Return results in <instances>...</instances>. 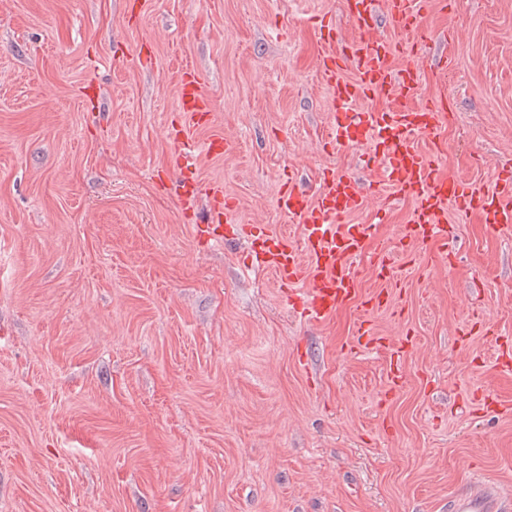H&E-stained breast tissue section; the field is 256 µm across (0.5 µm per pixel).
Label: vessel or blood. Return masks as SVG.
I'll use <instances>...</instances> for the list:
<instances>
[{"label":"vessel or blood","instance_id":"1","mask_svg":"<svg viewBox=\"0 0 512 512\" xmlns=\"http://www.w3.org/2000/svg\"><path fill=\"white\" fill-rule=\"evenodd\" d=\"M436 4L437 0H346L348 15L361 32L351 40L339 39L332 16L319 20L327 49L318 67L329 89L332 140L340 147L368 141L367 156L379 163L382 184L414 201L412 216L402 228L403 240L410 243L447 239L452 210L479 215L498 230L512 227V173L501 172L494 190L484 192L469 181L438 175L435 153L419 144L420 138L436 137L449 118L445 100L418 106L409 99L420 74L418 59L430 42L422 20ZM384 20L406 33L405 44L378 36ZM378 92L394 96V105L356 111L357 102ZM178 96L182 121L172 156L175 193L182 200L204 193L211 201V221L197 226L198 236L215 242L245 239L250 266L272 272L285 292L286 305L308 321H322L357 297L353 264L360 255H368L378 280L396 282L397 255L391 242L377 239L374 225L348 221L365 200L363 184L350 173L324 174L313 196L292 183L281 187L277 206L298 220L300 238L265 225L239 223L223 187L204 185L186 152L190 130L206 109L193 76L182 80ZM504 507V496L494 486L480 494L459 495L452 502L453 512H503Z\"/></svg>","mask_w":512,"mask_h":512}]
</instances>
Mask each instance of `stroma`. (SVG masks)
I'll use <instances>...</instances> for the list:
<instances>
[{"instance_id": "stroma-1", "label": "stroma", "mask_w": 512, "mask_h": 512, "mask_svg": "<svg viewBox=\"0 0 512 512\" xmlns=\"http://www.w3.org/2000/svg\"><path fill=\"white\" fill-rule=\"evenodd\" d=\"M415 104L444 96L440 174L512 170V0H446ZM342 0H0V512H451L512 497V231L448 214V259L406 246L403 289L359 257L360 300L310 323L247 244L197 237L169 182L178 88L209 111L198 175L244 224L324 169L380 179L331 144L318 17ZM448 56L447 70L437 60ZM227 150L201 153L213 135ZM413 204L350 215L393 241ZM384 348L351 349L363 318ZM399 361V385L389 378ZM506 506L502 492L496 486H484L480 494L466 493L452 502L454 512H498Z\"/></svg>"}]
</instances>
